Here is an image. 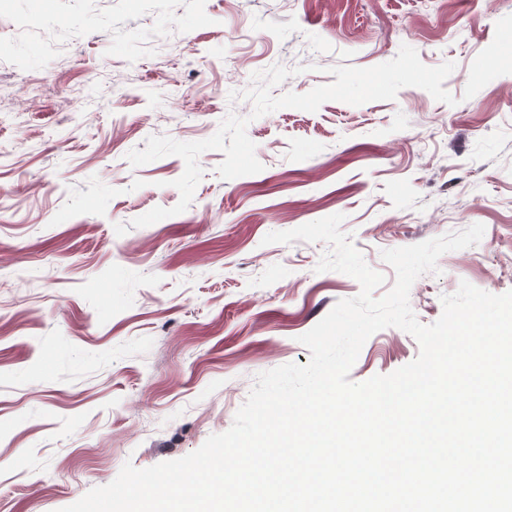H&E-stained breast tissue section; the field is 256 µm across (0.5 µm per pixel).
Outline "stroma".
Listing matches in <instances>:
<instances>
[{
  "mask_svg": "<svg viewBox=\"0 0 512 512\" xmlns=\"http://www.w3.org/2000/svg\"><path fill=\"white\" fill-rule=\"evenodd\" d=\"M454 63L443 87L359 106L282 108L251 119L229 94L254 72L306 93L338 65L371 67L401 45ZM249 117L261 172L221 179L200 155L132 167L152 135L211 137ZM0 512H59L227 431L258 374L307 364L300 336L359 283L317 272L326 244H264L344 214L365 262L393 285L387 249L480 223L443 254L410 305L426 325L461 281L512 290V0H0ZM389 327L349 372L359 383L413 361Z\"/></svg>",
  "mask_w": 512,
  "mask_h": 512,
  "instance_id": "obj_1",
  "label": "stroma"
}]
</instances>
